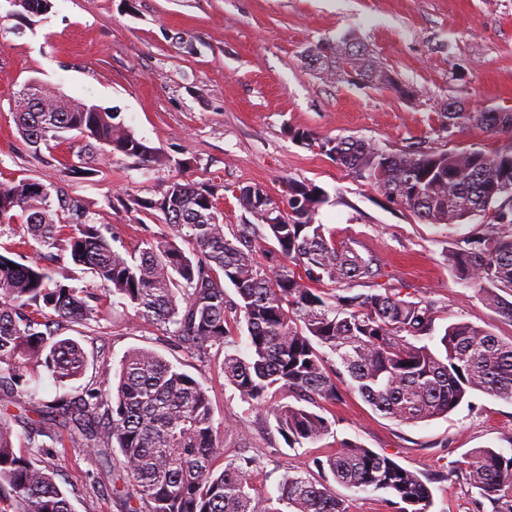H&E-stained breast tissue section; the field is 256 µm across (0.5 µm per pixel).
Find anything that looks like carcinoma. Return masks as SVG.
<instances>
[{
	"instance_id": "obj_1",
	"label": "carcinoma",
	"mask_w": 512,
	"mask_h": 512,
	"mask_svg": "<svg viewBox=\"0 0 512 512\" xmlns=\"http://www.w3.org/2000/svg\"><path fill=\"white\" fill-rule=\"evenodd\" d=\"M49 9L51 0H21L17 14L32 19ZM330 54L359 80L417 95L352 39L308 51L317 64ZM14 114L20 135L36 151L52 148L67 132L84 140L78 163L66 164L72 175L93 171L99 152L150 166L170 163L117 122L115 113L42 85L33 94L24 86ZM440 116L439 128L450 136L472 126L512 133V112H467L450 99ZM292 139L318 147L429 224L484 217V232L450 251L448 266L459 280L478 286L489 308L512 319L511 149L388 152L350 137L319 140L304 129L294 130ZM222 189L214 182L172 179L157 199L116 196L129 213L158 212L156 221L171 230L168 235L146 227L141 247L123 253L51 187L28 178L0 182V226L20 223L19 244L33 251L29 258L0 253V501L20 506L18 512H72L57 473L43 461L55 452L45 439L64 427V448L105 459L109 449L120 450L109 475L112 498L123 512H281L258 493L251 467L230 460L214 472L222 445L206 388L152 350L129 351L117 368L102 362L99 386L77 398L38 407L23 403L33 371H46L60 386L83 375L85 349L59 330L97 320L107 294L126 301L145 321L174 327L176 347L190 355L227 346L235 331L246 328L245 353L224 352V378L257 406L273 393L293 394L295 402L271 406L278 431L292 443L315 444L330 434L329 418L307 404L340 399L343 371L348 389L406 424L445 417L473 391L512 400V338L455 322L444 329L439 347L415 344L434 330V305L378 283L381 268L373 259L317 223L328 202L323 189L290 180L281 205L260 186L241 187L235 199L256 223L240 224L229 236L219 208ZM45 256L85 266L92 279L81 286L60 280L42 263ZM227 283L237 299L226 296ZM356 286L365 290L356 292ZM13 420L27 427L25 454L15 449ZM315 466L344 488L387 493L397 512H429L432 504V491L418 474L356 442H339ZM466 480L478 494L477 512H512V453L475 449ZM277 491V501L291 512H348L334 490L297 471L285 474Z\"/></svg>"
}]
</instances>
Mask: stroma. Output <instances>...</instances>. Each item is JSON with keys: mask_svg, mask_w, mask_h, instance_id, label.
Wrapping results in <instances>:
<instances>
[{"mask_svg": "<svg viewBox=\"0 0 512 512\" xmlns=\"http://www.w3.org/2000/svg\"><path fill=\"white\" fill-rule=\"evenodd\" d=\"M34 21L0 0V181L29 178L58 187L103 224L117 246L138 248L139 219L113 209L115 195L155 197L169 180L223 184L229 227L252 223L233 195L257 185L281 199L291 181L323 188L317 220L363 256L377 259L383 282L435 305L434 329L469 322L503 338L512 320L487 307L477 288L457 280L448 253L482 230L481 218L461 225L428 224L390 203L372 184L339 168L320 149L292 140V129L315 137L372 140L390 151L415 145L438 150L512 148V133L479 127L446 136L440 108L452 99L470 112H512V0H52ZM353 38L372 50L414 99L364 85L345 73L329 77L309 61L319 41ZM118 113L148 146L171 158L145 169L121 154L100 157L97 171L72 180L63 162L81 146L68 139L34 150L18 134L13 102L30 81ZM65 336L89 354L84 376L55 385L31 378L28 402L75 397L99 380V360L119 361L132 349L155 351L199 381L222 424L226 459L245 457L257 486L277 497L289 470L316 474L314 458L352 440L428 477L431 512H476L465 471L475 448L512 452V401L475 391L448 416L416 425L375 412L355 392L326 403L329 436L303 445L285 440L265 409L244 401L224 379V350L198 359L176 348L168 331L139 319L110 297L90 325ZM435 336L425 344L437 345ZM58 482L73 512H121L104 485L101 458L71 448L58 461Z\"/></svg>", "mask_w": 512, "mask_h": 512, "instance_id": "1", "label": "stroma"}]
</instances>
